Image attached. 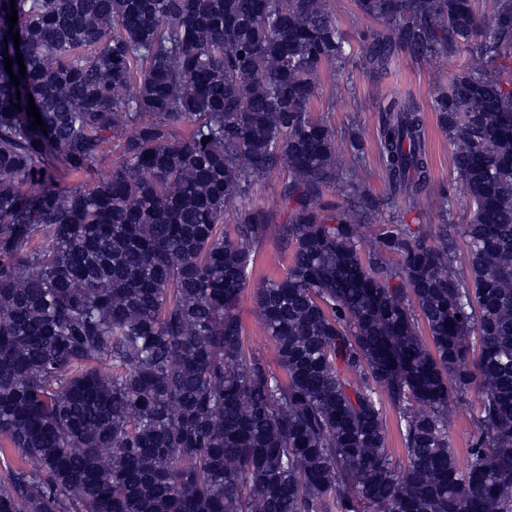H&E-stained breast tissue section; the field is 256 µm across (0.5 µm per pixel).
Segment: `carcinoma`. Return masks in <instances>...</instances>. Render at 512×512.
<instances>
[{"mask_svg":"<svg viewBox=\"0 0 512 512\" xmlns=\"http://www.w3.org/2000/svg\"><path fill=\"white\" fill-rule=\"evenodd\" d=\"M354 3L386 20L382 71L467 53L433 109L469 220L430 242L399 211L366 257L363 193L324 199L343 174L313 104L351 50L329 0H0V458L35 462L0 512H512V0ZM380 130L419 216L418 108L389 100ZM273 174L285 223L224 230ZM270 241L285 272L251 289ZM248 289L276 370L245 347ZM474 413V407L469 402L458 406L449 427V438L453 448H457L459 461L465 460V450L470 432L471 417Z\"/></svg>","mask_w":512,"mask_h":512,"instance_id":"cac0c4a2","label":"carcinoma"}]
</instances>
